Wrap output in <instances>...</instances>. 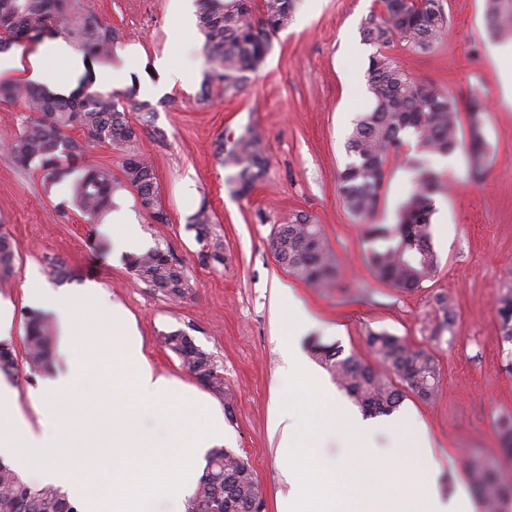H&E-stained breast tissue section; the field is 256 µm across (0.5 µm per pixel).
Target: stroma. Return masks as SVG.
Segmentation results:
<instances>
[{"instance_id":"obj_1","label":"stroma","mask_w":512,"mask_h":512,"mask_svg":"<svg viewBox=\"0 0 512 512\" xmlns=\"http://www.w3.org/2000/svg\"><path fill=\"white\" fill-rule=\"evenodd\" d=\"M83 10L122 31L107 66L138 81L139 100L152 113L132 111L141 126L138 152L153 163L168 215L155 223L132 189L114 196L132 211L150 248L170 251L186 267L190 297L174 300L139 281L108 224L90 223L67 205L63 188L44 191L41 175L12 163L3 146L19 132L20 101L0 99V234L12 240L15 273L0 281V300L12 309L8 336L18 370L10 381L28 418L36 406L30 393L63 370L65 356L51 345L46 366L32 367L26 355L33 305L23 288L38 271L54 288L99 283L112 303L135 320L149 364L157 373L197 386V379L161 342L181 330L212 354L231 389L233 414L224 420V446L247 457L264 492L266 512H277L287 495L279 432L273 422L284 394L280 372L287 334L277 287L291 288L316 320L301 338L341 346L367 363L368 332L384 330L434 355L440 384L428 401L407 394L401 412L425 424L439 462L437 487L448 495L471 489L464 462L473 455L497 462L512 478L503 454L502 421L512 419V353L500 339L497 306L512 289V105L503 99L499 60L502 42L484 23V0H443L448 30L426 53L394 43L388 54L414 78L433 82L457 99L480 95L488 105L484 134L488 162L482 181L467 178L468 158L459 150L436 157L432 166L442 188L434 197L430 226L439 263L422 287L405 291L380 281L367 260L364 224L351 215L337 191V174L348 160L346 142L359 113L371 106L366 68L372 46L361 37L380 0H299L291 24L273 39L264 65L237 93L212 86L201 101L208 70L201 35L176 27L170 0H80ZM170 54L184 68L170 87L155 66ZM259 128L269 166L245 198L225 181L218 145L247 125ZM403 154L390 155L383 197L371 221L392 224L411 188ZM208 201L213 229L224 241V261L203 259L188 218ZM296 211L320 224L335 255L336 287L316 289L275 260V225ZM63 261L57 277L51 261ZM448 295L454 319L444 324L437 295Z\"/></svg>"}]
</instances>
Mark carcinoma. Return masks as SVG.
I'll return each mask as SVG.
<instances>
[{
    "mask_svg": "<svg viewBox=\"0 0 512 512\" xmlns=\"http://www.w3.org/2000/svg\"><path fill=\"white\" fill-rule=\"evenodd\" d=\"M384 12L372 14L362 28L363 41L375 48L366 69L371 108L356 121L348 143L349 161L338 174V190L347 210L361 221L372 216L379 205L390 153H400L404 135L414 136V152L407 157L414 172V185L402 201L395 224H368L371 243L368 260L374 275L395 288L412 290L422 286L435 272L438 256L431 242L436 177L428 165L435 155L446 156L463 143L459 136V102L435 83L421 82L386 54L394 40L426 52L447 31L448 17L442 0H381ZM298 0H262L260 16L253 17L251 0H202L197 14L210 68L203 89L219 83L224 94L235 93L257 71L271 50L272 37L293 20ZM485 22L492 36L512 41V6L509 0H485ZM63 37L78 43L90 58L112 56L122 32L93 13L81 11L79 0H0V52L26 41ZM90 74L78 79L68 94L54 93L30 84L0 88L7 99H21L35 117H27L10 141L9 158L24 169L41 174L46 190L67 183L70 203L85 216L95 219L111 205L114 194L131 188L140 206L158 224L167 223L160 204L154 166L132 152L139 130L131 124L126 107L110 94L87 83ZM468 116L469 172L482 176L488 153L484 136L488 108L472 93L465 100ZM78 129L81 137L70 131ZM107 144L125 155L122 177L112 174L106 163L88 165V142ZM226 183L238 196L248 195L268 165L262 133L247 126L219 144ZM212 213L203 201L189 218L188 229L198 243L209 248L207 257L224 262V243L212 236ZM272 250L275 260L308 285L331 288L337 269L320 225L298 212L276 226ZM15 251L9 237L0 234V280L14 270ZM130 268L136 278L172 299L187 297L192 286L183 264L171 253L155 249L133 257ZM502 340L512 345V289L498 301ZM52 323L40 316L29 319L27 355L39 367L48 359L53 338ZM367 342L380 366L373 367L353 355L344 356L335 345L315 347L320 360L340 389L370 415L395 411L407 388L422 400L430 399L439 384L434 355L413 347L385 331L369 332ZM164 345L203 384L224 397L231 409L232 397L224 387V376L211 354L197 346L181 330L164 334ZM16 369L10 344L0 342V371ZM474 489L486 512H507L512 505V480L485 459L465 461ZM186 512H264L265 501L250 464L226 448L207 457ZM0 512H78L57 488L35 487L0 461Z\"/></svg>",
    "mask_w": 512,
    "mask_h": 512,
    "instance_id": "1",
    "label": "carcinoma"
}]
</instances>
